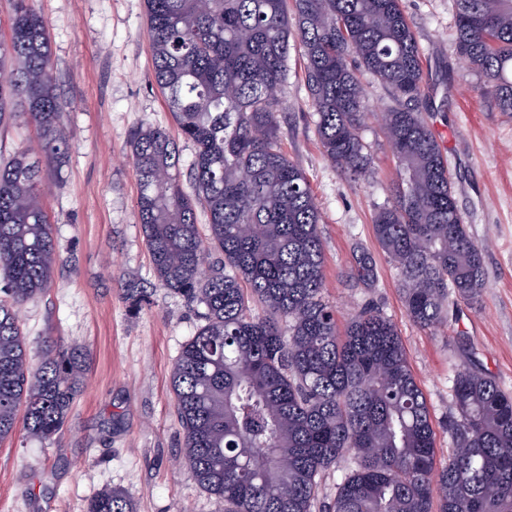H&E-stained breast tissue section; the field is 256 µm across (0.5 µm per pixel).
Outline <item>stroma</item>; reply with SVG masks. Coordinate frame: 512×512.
I'll return each instance as SVG.
<instances>
[{"label":"stroma","mask_w":512,"mask_h":512,"mask_svg":"<svg viewBox=\"0 0 512 512\" xmlns=\"http://www.w3.org/2000/svg\"><path fill=\"white\" fill-rule=\"evenodd\" d=\"M36 7L50 35L71 149L62 170L42 163L57 262L49 288L23 312L24 332L35 360L49 337L82 347L87 383L51 439L27 438L19 428L0 442V512H84L104 488L127 491L137 512H223L182 465L184 434L171 388L173 364L203 325V309L156 287L150 306L134 315L122 291L126 281L153 278L129 133L142 123L176 130L152 78L144 0H36ZM403 7L424 56L427 121L448 159L458 209L484 249L479 301L451 304L436 331L407 314L398 271L373 229L399 179L377 119L392 104L379 82L361 78L372 113L362 129L372 158L368 180L352 181L324 155L296 45L288 54L280 136L321 213L322 295L336 309L337 326L345 328L367 303L396 325L442 463L451 448L443 424L452 410V365L476 367L512 393V112L499 111L480 75L460 63L456 0H403ZM363 253L374 266L367 283L353 277Z\"/></svg>","instance_id":"stroma-1"}]
</instances>
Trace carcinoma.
<instances>
[{
  "label": "carcinoma",
  "instance_id": "cac0c4a2",
  "mask_svg": "<svg viewBox=\"0 0 512 512\" xmlns=\"http://www.w3.org/2000/svg\"><path fill=\"white\" fill-rule=\"evenodd\" d=\"M0 48V124L21 109L56 164L68 143L51 48L35 0H13ZM153 77L179 136L128 138L138 215L158 284L204 307L205 324L171 377L185 435L183 463L224 512H312L319 478L346 455L326 512H512V394L468 365L452 368V448L437 467L436 432L395 325L363 305L339 335L322 296L321 216L288 157L278 112L294 41L324 155L355 181L371 175L360 76L390 92L379 121L400 170L374 217L398 270L410 318L432 328L449 299L475 303L481 248L459 212L447 159L426 122L423 58L401 0H145ZM458 54L485 93L512 112V0H457ZM188 177L191 191L183 188ZM40 161L23 148L0 161V440L23 414L27 437L50 439L84 378L81 350L49 338L30 363L21 310L49 286L57 260ZM209 238L197 228L198 207ZM136 313L147 286L125 284ZM259 302L264 315L252 313ZM86 512H136L103 489Z\"/></svg>",
  "mask_w": 512,
  "mask_h": 512
}]
</instances>
